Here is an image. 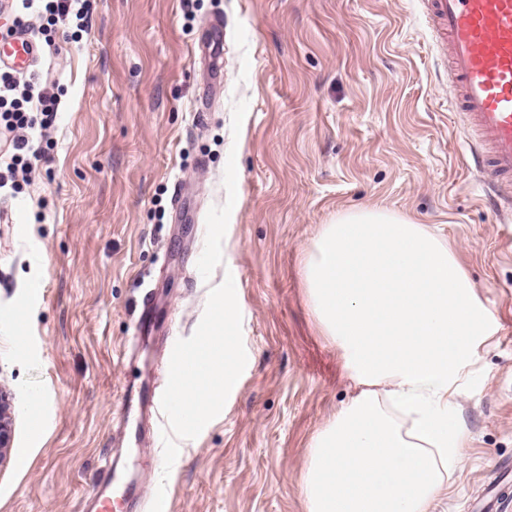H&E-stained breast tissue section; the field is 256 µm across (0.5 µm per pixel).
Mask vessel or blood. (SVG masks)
Returning <instances> with one entry per match:
<instances>
[{"label": "vessel or blood", "instance_id": "vessel-or-blood-1", "mask_svg": "<svg viewBox=\"0 0 512 512\" xmlns=\"http://www.w3.org/2000/svg\"><path fill=\"white\" fill-rule=\"evenodd\" d=\"M428 26L452 79L454 109L468 123L464 158L484 176L492 209L512 207V0H420ZM13 69L28 70L39 60L29 32L19 31L9 42ZM199 345H175L157 383L139 396L148 409L167 408L184 429L198 421L183 404L184 385L202 370ZM99 487L91 495V512H112L110 487L117 468L105 462Z\"/></svg>", "mask_w": 512, "mask_h": 512}]
</instances>
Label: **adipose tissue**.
<instances>
[{
  "label": "adipose tissue",
  "mask_w": 512,
  "mask_h": 512,
  "mask_svg": "<svg viewBox=\"0 0 512 512\" xmlns=\"http://www.w3.org/2000/svg\"><path fill=\"white\" fill-rule=\"evenodd\" d=\"M310 304L360 392L316 437L308 512H429L466 443L453 415L491 313L455 255L422 225L383 210L337 215L304 262ZM235 341L218 328L186 382L201 414L232 386Z\"/></svg>",
  "instance_id": "1"
}]
</instances>
